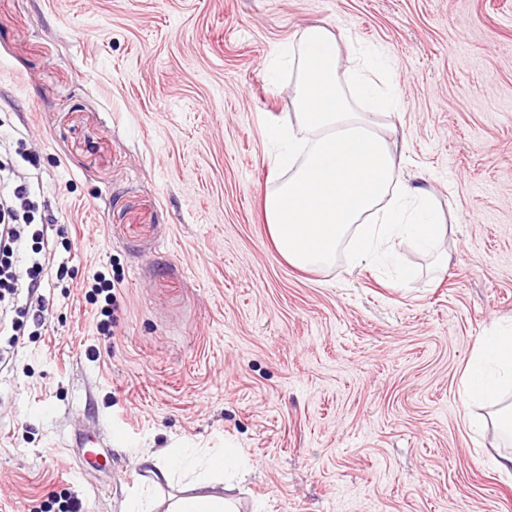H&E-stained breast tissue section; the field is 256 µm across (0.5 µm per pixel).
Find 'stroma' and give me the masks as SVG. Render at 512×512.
Masks as SVG:
<instances>
[{"mask_svg": "<svg viewBox=\"0 0 512 512\" xmlns=\"http://www.w3.org/2000/svg\"><path fill=\"white\" fill-rule=\"evenodd\" d=\"M313 24L388 60L384 129L445 216L447 268L274 250L264 130L295 75L270 65ZM1 141L56 221L46 328L0 364V512L51 490L125 512L184 487L141 457L227 445L239 512H512V440L460 399L477 340L512 323V0H0ZM92 280L86 297L91 305H96L94 316L97 317V330L102 335L112 336L111 328L115 320V284L102 273L94 274Z\"/></svg>", "mask_w": 512, "mask_h": 512, "instance_id": "1", "label": "stroma"}]
</instances>
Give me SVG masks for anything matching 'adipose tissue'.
Instances as JSON below:
<instances>
[{
	"instance_id": "ef3b65f1",
	"label": "adipose tissue",
	"mask_w": 512,
	"mask_h": 512,
	"mask_svg": "<svg viewBox=\"0 0 512 512\" xmlns=\"http://www.w3.org/2000/svg\"><path fill=\"white\" fill-rule=\"evenodd\" d=\"M343 41L342 33L311 26L289 45L297 112L294 120L265 129L282 147L274 169L289 172L273 179L262 198L268 236L282 259L304 271L333 264L343 249L355 261L381 264L400 243L433 254L445 267L448 256L435 243L445 226L434 199L401 179L380 130V116L395 106L382 64L362 50L342 61ZM509 385L512 325L480 341L463 372L462 394L494 400ZM142 462L165 479L186 473L188 492L170 498L164 512H237L223 482L238 464L235 449L198 464L188 449L163 448Z\"/></svg>"
}]
</instances>
